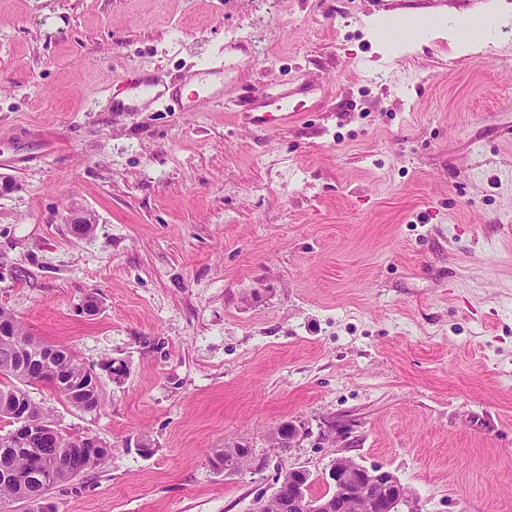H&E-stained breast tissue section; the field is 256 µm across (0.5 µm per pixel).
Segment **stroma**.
<instances>
[{"mask_svg":"<svg viewBox=\"0 0 512 512\" xmlns=\"http://www.w3.org/2000/svg\"><path fill=\"white\" fill-rule=\"evenodd\" d=\"M488 4L0 0V307L92 368L99 410L28 394L111 450L57 512H249L340 456L419 512H512V24L478 52L371 26ZM224 54L225 110L113 111L128 72ZM281 82L323 106L246 126ZM240 449V446H237L236 448H222L215 454V461H212L213 466L222 468L231 474L236 472L241 466L246 464L247 460L251 458V450L247 451L245 454L244 457L247 459L246 460L238 454Z\"/></svg>","mask_w":512,"mask_h":512,"instance_id":"35a3bbf8","label":"stroma"}]
</instances>
